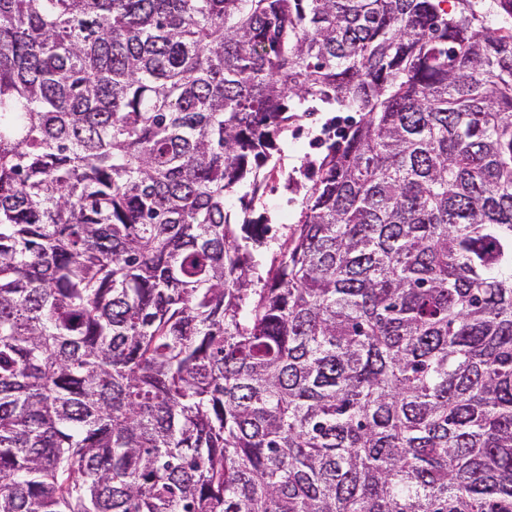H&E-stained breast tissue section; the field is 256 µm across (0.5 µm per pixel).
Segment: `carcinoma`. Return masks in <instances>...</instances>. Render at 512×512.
<instances>
[{
    "instance_id": "carcinoma-1",
    "label": "carcinoma",
    "mask_w": 512,
    "mask_h": 512,
    "mask_svg": "<svg viewBox=\"0 0 512 512\" xmlns=\"http://www.w3.org/2000/svg\"><path fill=\"white\" fill-rule=\"evenodd\" d=\"M0 512H512V0H0ZM314 116L299 117L294 124L295 131H288V136L277 141L278 150H274L273 157L265 171L272 169L277 163L275 170L270 173L267 187L260 199L255 204L251 217L254 219H268L272 231L268 234V246L259 249V256L269 265L278 244L282 243L286 235H289L291 227L298 219L301 209V201L305 193L304 189H296L294 185L290 188L284 187L287 175H293L294 181L310 185V182L303 176L302 170L307 157L314 156L317 152L310 146V140L320 133V128L327 118L336 116L346 118L351 116L358 120L355 112H318ZM336 118V119H337Z\"/></svg>"
}]
</instances>
